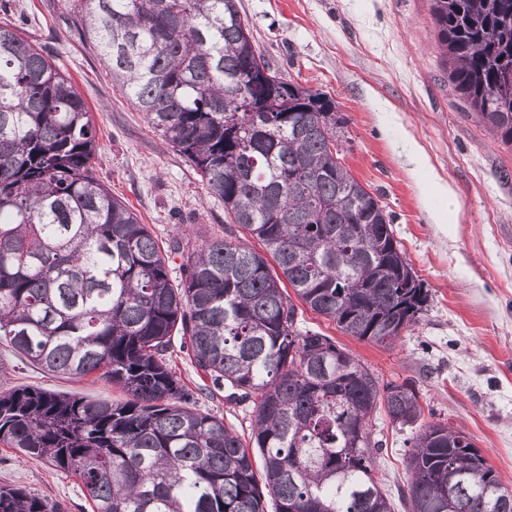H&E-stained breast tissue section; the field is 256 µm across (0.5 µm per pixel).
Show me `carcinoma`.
<instances>
[{"mask_svg":"<svg viewBox=\"0 0 512 512\" xmlns=\"http://www.w3.org/2000/svg\"><path fill=\"white\" fill-rule=\"evenodd\" d=\"M86 3L84 40L229 227L173 284L170 255L95 176L98 131L71 80L0 25V341L124 394L0 389V444L75 478L91 512H265L267 496L274 512H392L369 424L380 407L416 424L419 392L301 330L287 291L388 348L429 302L390 214L344 165L336 102L271 67L238 0ZM431 13L455 91L512 147V0H431ZM176 334L207 390L253 404L250 440L169 367ZM407 468L410 512H512L463 430L420 426ZM0 512L63 509L0 486Z\"/></svg>","mask_w":512,"mask_h":512,"instance_id":"carcinoma-1","label":"carcinoma"}]
</instances>
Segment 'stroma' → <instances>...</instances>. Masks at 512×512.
Listing matches in <instances>:
<instances>
[{
  "instance_id": "1",
  "label": "stroma",
  "mask_w": 512,
  "mask_h": 512,
  "mask_svg": "<svg viewBox=\"0 0 512 512\" xmlns=\"http://www.w3.org/2000/svg\"><path fill=\"white\" fill-rule=\"evenodd\" d=\"M85 0H0V23L70 76L98 129L96 173L161 247L223 235L224 204L143 113L113 86L106 62L78 31ZM267 60L332 97L346 122L345 165L376 193L396 239L432 299L419 322L385 348L344 335L298 307L301 329L330 336L380 384L412 382L424 422L464 430L512 489V148L479 122L448 81L430 0H239ZM17 385L117 399L106 380L66 379L22 363L0 344V388ZM201 408L250 434L252 403L224 392ZM377 471L393 512H407L410 428L384 410L371 424ZM91 512L76 480L0 445V486Z\"/></svg>"
}]
</instances>
